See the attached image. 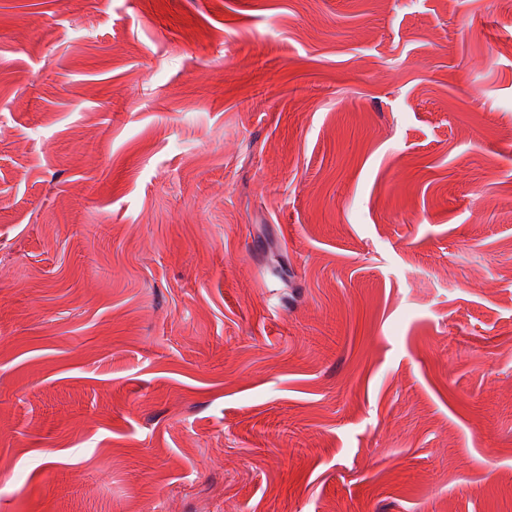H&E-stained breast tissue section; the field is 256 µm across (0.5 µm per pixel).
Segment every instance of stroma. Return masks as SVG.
I'll list each match as a JSON object with an SVG mask.
<instances>
[{
  "instance_id": "1",
  "label": "stroma",
  "mask_w": 512,
  "mask_h": 512,
  "mask_svg": "<svg viewBox=\"0 0 512 512\" xmlns=\"http://www.w3.org/2000/svg\"><path fill=\"white\" fill-rule=\"evenodd\" d=\"M0 512H512V14L0 0Z\"/></svg>"
}]
</instances>
